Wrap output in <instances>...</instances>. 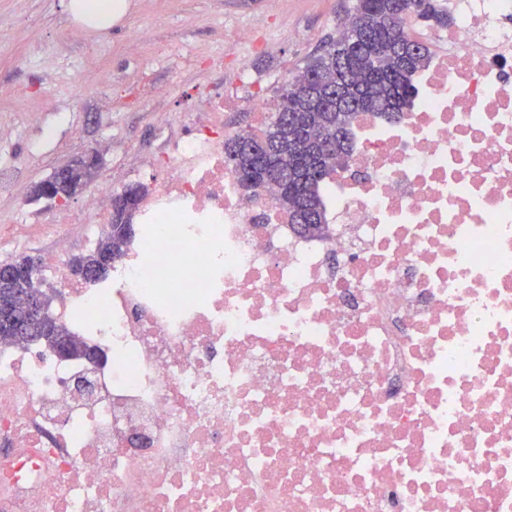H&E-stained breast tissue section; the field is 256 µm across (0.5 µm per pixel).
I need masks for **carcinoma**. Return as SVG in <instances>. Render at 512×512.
Instances as JSON below:
<instances>
[{"label": "carcinoma", "mask_w": 512, "mask_h": 512, "mask_svg": "<svg viewBox=\"0 0 512 512\" xmlns=\"http://www.w3.org/2000/svg\"><path fill=\"white\" fill-rule=\"evenodd\" d=\"M414 0H355L338 36L329 38L308 57L304 67L278 91V105L266 128L259 134L238 132L224 140V161L231 167L239 186L248 193L262 188L261 161L280 168L288 180L285 195L276 204L288 213V221L302 235L323 232L325 214L322 185L341 158L350 154V127L363 112H373L389 120L403 117L416 95L415 74L428 62L427 49L405 31L403 23L416 16L446 28L452 22L444 9L433 17L413 10ZM346 102L340 112L325 109L320 100L329 85ZM135 207L123 215L127 229H112L89 253L72 260V269L81 272L96 265L105 253L123 256L135 236L132 217ZM39 266L5 285H0V312L15 308L18 295L45 292L36 282ZM55 334L40 343L55 347L57 338L67 337L76 346L75 354L86 353L81 341L67 327L50 318Z\"/></svg>", "instance_id": "obj_1"}]
</instances>
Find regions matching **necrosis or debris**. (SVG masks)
Instances as JSON below:
<instances>
[{"label": "necrosis or debris", "instance_id": "4bbe7bcc", "mask_svg": "<svg viewBox=\"0 0 512 512\" xmlns=\"http://www.w3.org/2000/svg\"><path fill=\"white\" fill-rule=\"evenodd\" d=\"M448 9L407 21L415 104L355 121L323 235L201 134L109 282L44 257L103 360L0 343V512H512V0ZM111 202L53 229L93 241Z\"/></svg>", "mask_w": 512, "mask_h": 512}]
</instances>
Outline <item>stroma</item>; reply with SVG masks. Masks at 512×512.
Listing matches in <instances>:
<instances>
[{
	"instance_id": "stroma-1",
	"label": "stroma",
	"mask_w": 512,
	"mask_h": 512,
	"mask_svg": "<svg viewBox=\"0 0 512 512\" xmlns=\"http://www.w3.org/2000/svg\"><path fill=\"white\" fill-rule=\"evenodd\" d=\"M66 0H0V167L18 172L17 194L0 195V232L13 244L0 261L42 257L56 239L41 230L56 207L31 191L67 160L89 150L102 155L97 182L115 190L132 183L154 186L165 144L194 125L203 99L224 98L223 126L215 139L262 125L252 97L274 99L277 88L336 35L353 0H128L111 29L76 24ZM253 30L252 46L230 42L238 27ZM149 40H138L142 30ZM249 72L240 75V64ZM93 69L110 73L106 85L87 80ZM169 87L151 96L148 85ZM54 129L45 138L46 129Z\"/></svg>"
}]
</instances>
